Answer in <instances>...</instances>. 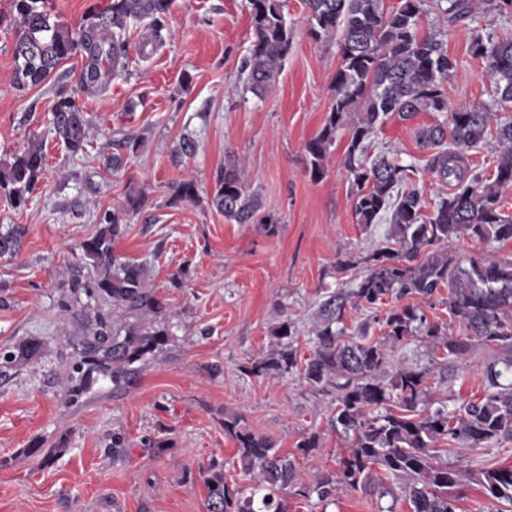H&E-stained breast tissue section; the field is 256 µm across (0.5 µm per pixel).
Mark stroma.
<instances>
[{
    "mask_svg": "<svg viewBox=\"0 0 512 512\" xmlns=\"http://www.w3.org/2000/svg\"><path fill=\"white\" fill-rule=\"evenodd\" d=\"M15 18L12 0H0V161L37 134L45 169L24 205L13 207L0 193V232L22 233L19 254L0 258V349L39 345L0 370V512H210L211 464L223 468L229 486L245 484L237 443L224 431L233 416L295 459L302 482L336 472L350 442L332 423L334 394L313 390L295 372L249 371L275 347L283 321L298 359L311 354L320 303L369 273L386 231L354 218L342 165L346 134L321 180L308 171L305 145L330 106L340 61L335 41H314L303 0H288L293 42L272 88L257 96L241 71L252 36L248 0H173L163 45L132 28L124 72L86 96L88 143L74 156L52 137L50 122L83 62L66 60L43 84L14 89ZM420 29L442 34L458 61L445 85L449 104L493 105L487 64L468 53V26L432 8ZM443 119L421 112L389 121L372 144L415 167L412 181L423 185L430 207L448 187L426 171L415 132ZM129 138L139 141L137 153L120 170L106 169L105 155ZM186 138L193 151L174 164L171 154ZM231 160L261 213L277 218L274 232L228 220L213 205L215 178ZM188 177L197 187L192 201L174 194ZM133 192L144 203L128 216L115 250L146 264L170 314L171 338L141 363L128 389L96 385L74 401L64 382L77 358L80 317L96 303L65 282L80 243ZM391 355L430 369L428 409L454 410L484 392L490 353L480 345L444 381L420 339ZM116 436L122 447H113ZM310 437L315 448L302 451ZM447 461L468 470L512 466V442L456 445ZM379 491L343 485L322 502L289 488L282 499L287 512H411L408 500Z\"/></svg>",
    "mask_w": 512,
    "mask_h": 512,
    "instance_id": "stroma-1",
    "label": "stroma"
}]
</instances>
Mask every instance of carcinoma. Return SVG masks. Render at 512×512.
I'll use <instances>...</instances> for the list:
<instances>
[{"mask_svg": "<svg viewBox=\"0 0 512 512\" xmlns=\"http://www.w3.org/2000/svg\"><path fill=\"white\" fill-rule=\"evenodd\" d=\"M171 0H112L96 22L75 31L54 14L51 0H13L17 14L13 52L14 87L24 90L46 81L59 64L72 57L89 63L77 87L61 95L53 113V133L66 150L77 155L85 149L89 119L83 94L98 85L99 62L117 70L125 57L128 24L145 21L157 42H162L164 17ZM253 38L243 61L254 94L261 96L273 84L293 41L288 23V0H249ZM308 32L315 41L336 38L340 64L333 78L334 95L324 123L306 146L310 176L321 179L339 131L348 135L342 165L351 183L356 223L370 227L385 220L390 229L384 245L370 255L372 270L352 292L330 294L319 306L312 354L298 365L288 338L291 326L273 330L279 349L252 363L251 373L297 372L316 390L337 391L333 422L350 437L351 448L339 469L322 476L305 495L324 501L338 485L367 486L374 472L398 484L413 512H455L450 494L467 481L484 495L512 506V468L463 471L435 461L441 440L475 448L484 443L512 442V260L470 258L462 262L455 246L463 238L485 243L512 241V214L502 210L503 190L512 187V118H503L487 106L454 108L448 104L445 82L457 68L435 33L423 34L419 21L426 0H402L392 10L384 0H304ZM436 8L448 22L467 20L472 25L469 53L487 63L493 93L512 103V37L500 38L483 26V16L470 0H437ZM418 112H446L450 131L441 125L415 132L420 149L429 153L428 170L448 185L430 212L422 191L405 187L414 166L379 152L370 154L378 127L395 117L412 119ZM489 150L494 172L488 176L471 167L472 151ZM43 141L30 138L27 147L0 166V189L19 207L37 183L44 167ZM213 204L224 217L238 224L258 223L275 229L277 220L258 215L259 206L248 195L242 169L229 162L217 174ZM142 197L130 194L126 205L104 214V224L79 245L87 274L72 280L89 298L103 299L111 312L82 319L85 339L77 351L68 393L77 397L99 382L114 388L132 384L134 364L161 351L169 342L170 318L160 317L161 302L148 288L145 264L124 258L114 243L125 230L126 216L140 207ZM21 236L14 230L0 233V257L20 250ZM448 288L450 316L466 336H448V327L429 321L414 305L386 313L378 340L360 336L344 339V312L349 299L374 309L388 297L419 299ZM418 336L432 353L463 357L470 338L498 353L484 367L485 393L450 412L443 407L417 412L427 394L429 369L393 365L389 348ZM35 349L23 344L17 351L0 350V368H7ZM395 372L389 383L380 373ZM394 403L404 410H387ZM383 408L385 412L374 414ZM224 430L238 444V462L251 482L249 495L229 487L224 473L212 468L207 477L211 512H285L280 493L298 482L294 460L274 449L272 441L240 426L224 422Z\"/></svg>", "mask_w": 512, "mask_h": 512, "instance_id": "cac0c4a2", "label": "carcinoma"}]
</instances>
